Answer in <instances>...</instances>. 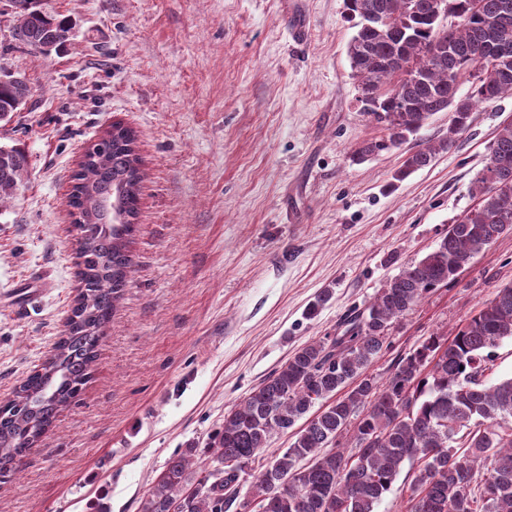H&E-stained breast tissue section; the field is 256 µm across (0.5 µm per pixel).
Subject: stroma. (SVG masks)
Wrapping results in <instances>:
<instances>
[{"instance_id": "obj_1", "label": "stroma", "mask_w": 512, "mask_h": 512, "mask_svg": "<svg viewBox=\"0 0 512 512\" xmlns=\"http://www.w3.org/2000/svg\"><path fill=\"white\" fill-rule=\"evenodd\" d=\"M44 3L68 20L67 42L0 55L29 89L0 121V145L28 159L0 208V398L51 354L74 305L68 193L82 155L120 121L137 132L146 176L135 272L93 377L0 486V512H139L175 452L205 447L293 349L334 334L476 204L471 183L512 121V95L476 104L455 146L396 184L407 150L445 136L448 115L352 161L388 130L358 100L344 0ZM294 14L307 21L300 47ZM510 282L512 233L402 318L371 373L386 377L433 332L453 336Z\"/></svg>"}]
</instances>
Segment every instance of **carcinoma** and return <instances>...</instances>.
Here are the masks:
<instances>
[{
    "label": "carcinoma",
    "mask_w": 512,
    "mask_h": 512,
    "mask_svg": "<svg viewBox=\"0 0 512 512\" xmlns=\"http://www.w3.org/2000/svg\"><path fill=\"white\" fill-rule=\"evenodd\" d=\"M14 15L8 51L42 52L68 39L66 20L29 0H5ZM344 0L356 32L347 46L363 110L387 124L362 161L403 144L438 112L448 134L416 145L392 175L401 182L451 149L477 102L512 94V0ZM453 17L448 24L444 18ZM503 50L496 77L481 57ZM472 73L468 92L448 75ZM28 96L25 79L0 81V117ZM131 128L90 147L73 177L69 205L77 235L79 288L73 316L53 353L0 400V484L13 479L59 414L91 381L104 328L132 272L142 174ZM499 165L490 175L489 163ZM25 152L0 146V207L24 186ZM478 204L457 216L436 245L388 278L366 306L345 315L334 336L304 343L224 413L203 450L168 460L141 512H376L400 474L401 512H512V377L489 383L495 350L512 339V284L501 286L451 339L427 337L398 354L387 376L368 373L391 348V331L431 291L448 285L512 232V123L495 135L473 182ZM277 435L291 443L266 456Z\"/></svg>",
    "instance_id": "cac0c4a2"
}]
</instances>
